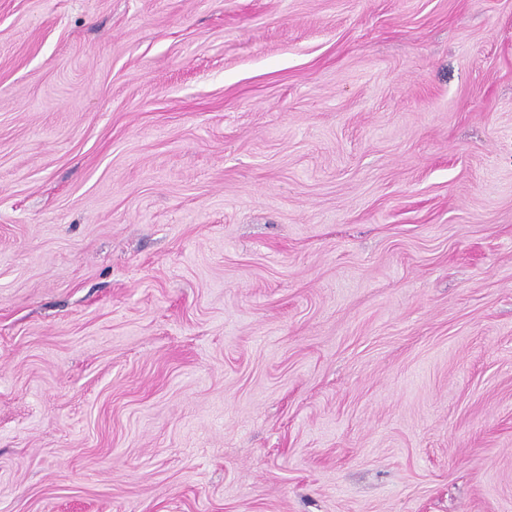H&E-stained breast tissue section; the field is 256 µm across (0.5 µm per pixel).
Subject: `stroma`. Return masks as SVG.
Segmentation results:
<instances>
[{
	"label": "stroma",
	"instance_id": "obj_1",
	"mask_svg": "<svg viewBox=\"0 0 512 512\" xmlns=\"http://www.w3.org/2000/svg\"><path fill=\"white\" fill-rule=\"evenodd\" d=\"M0 512H512V0H0Z\"/></svg>",
	"mask_w": 512,
	"mask_h": 512
}]
</instances>
